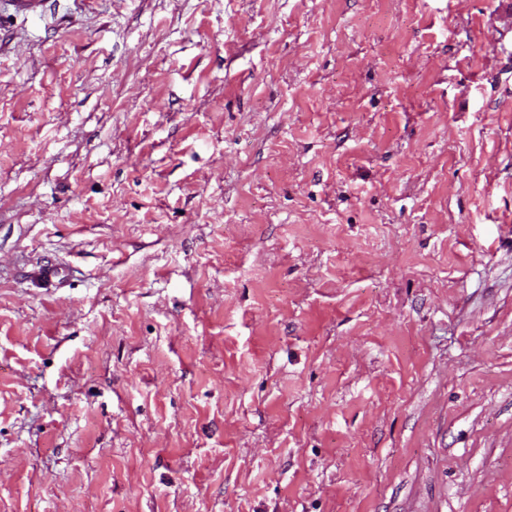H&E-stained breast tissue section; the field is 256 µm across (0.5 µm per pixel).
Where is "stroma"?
I'll return each instance as SVG.
<instances>
[{"label": "stroma", "instance_id": "obj_1", "mask_svg": "<svg viewBox=\"0 0 512 512\" xmlns=\"http://www.w3.org/2000/svg\"><path fill=\"white\" fill-rule=\"evenodd\" d=\"M498 7L0 11V512H512Z\"/></svg>", "mask_w": 512, "mask_h": 512}]
</instances>
